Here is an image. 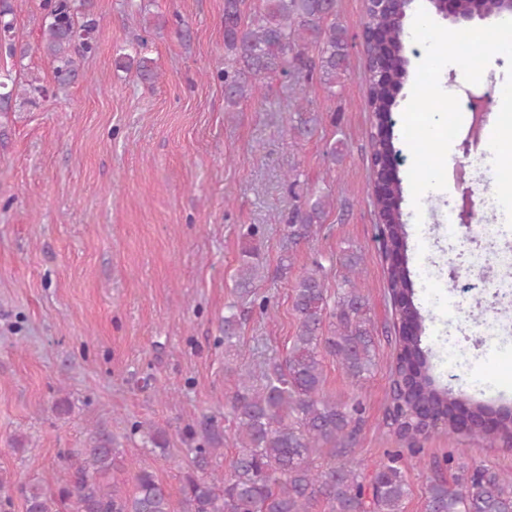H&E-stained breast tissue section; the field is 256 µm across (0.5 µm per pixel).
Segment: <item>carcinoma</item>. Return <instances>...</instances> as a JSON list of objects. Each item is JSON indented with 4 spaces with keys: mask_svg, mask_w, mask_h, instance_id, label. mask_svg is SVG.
<instances>
[{
    "mask_svg": "<svg viewBox=\"0 0 512 512\" xmlns=\"http://www.w3.org/2000/svg\"><path fill=\"white\" fill-rule=\"evenodd\" d=\"M413 0H390L384 6L366 4L362 23L367 55L388 58L391 66L380 73L368 69L367 108L376 129L371 141L370 167L374 180L399 153L394 143V91L407 74L402 18ZM485 16L512 13V0H482ZM89 0H44L41 29L45 52L55 63L56 87H68L75 75L73 53H92L97 42L94 24L85 20ZM336 0H224L225 111L235 112L254 97L250 78L282 74L290 78L288 98L296 111H305L307 87L318 79L329 92L349 76L346 28L336 21ZM14 29V6L0 0V36ZM120 67H135L137 77L152 81V60L122 54ZM402 195L400 180L386 192H374L372 202L384 226V244L398 260L387 267L388 293L398 328L397 352L391 369L392 387L383 419L398 441L415 451L422 435L457 432L456 411L465 406L469 432L478 440L497 436L512 441V409L490 406L455 394L436 383L429 352L421 347L424 318L414 302V289L404 256L406 228L396 204ZM298 199L282 225L279 271L288 275L299 245L312 239L334 203L330 195L311 190ZM263 228L250 224L243 232L235 288L240 296L254 294L264 266L256 241ZM362 255L339 258L343 291L334 306L327 299V272L317 260L293 284L292 310L297 321L293 341L282 356L263 359L238 373L228 403L235 420L238 451L222 476L211 472L212 456L224 447V431L205 417L191 440V462L183 475V512H311L317 502L325 512H403L408 495L402 450L369 472L357 467L351 443L362 419L358 404L337 401L323 389L322 357L336 358L344 373L360 382L376 365L374 325L366 297L354 276ZM239 316L224 317V346H236ZM495 425L485 427L489 416ZM142 443L151 451H165V430L143 428ZM331 461L318 462L322 449ZM120 451L112 434L89 435L76 459L65 467L55 486L29 482L21 486L25 512H172L170 493L156 475L142 468L132 491L111 483ZM426 512H512V474L485 465L464 470L453 481L437 479L426 490Z\"/></svg>",
    "mask_w": 512,
    "mask_h": 512,
    "instance_id": "obj_1",
    "label": "carcinoma"
}]
</instances>
